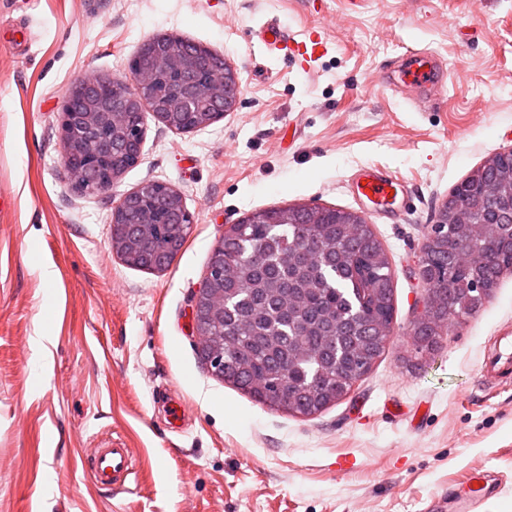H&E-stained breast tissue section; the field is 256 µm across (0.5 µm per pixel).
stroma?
Wrapping results in <instances>:
<instances>
[{"label":"stroma","mask_w":512,"mask_h":512,"mask_svg":"<svg viewBox=\"0 0 512 512\" xmlns=\"http://www.w3.org/2000/svg\"><path fill=\"white\" fill-rule=\"evenodd\" d=\"M278 19L329 52L301 67L255 32ZM173 33L236 71L240 104L179 134L146 120L139 162L105 193L67 181L59 114L75 81L130 79L142 43ZM413 53L443 69L420 96ZM512 148V0H0V512H448L478 474L479 512H512V375L479 366L512 331V274L417 355L414 273L435 209ZM405 185L383 207L361 169ZM194 216L162 271L113 251L114 200L148 181ZM356 213L392 262L385 354L352 392L301 417L218 378L192 333L191 296L227 225L251 212ZM179 398L183 425L166 403ZM132 449L136 479L95 484L92 449Z\"/></svg>","instance_id":"stroma-1"}]
</instances>
